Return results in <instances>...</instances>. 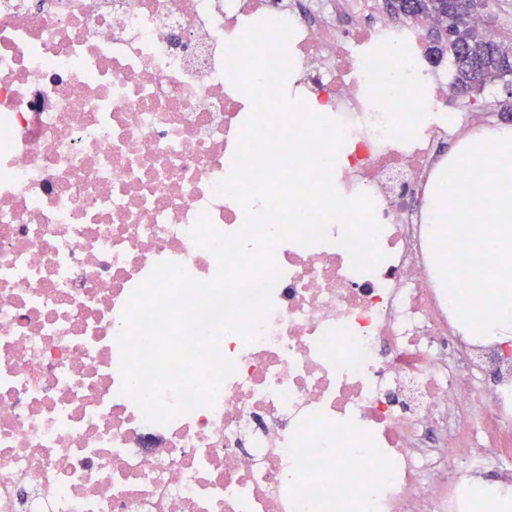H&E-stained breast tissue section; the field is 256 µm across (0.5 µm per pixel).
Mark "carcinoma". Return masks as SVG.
<instances>
[{
	"label": "carcinoma",
	"mask_w": 512,
	"mask_h": 512,
	"mask_svg": "<svg viewBox=\"0 0 512 512\" xmlns=\"http://www.w3.org/2000/svg\"><path fill=\"white\" fill-rule=\"evenodd\" d=\"M389 6L407 17L425 15L437 28L451 32L434 52L448 57L455 66L453 87L463 94H481L497 82L512 76V45L478 33L470 20L483 7L482 0H469V11L458 0H388Z\"/></svg>",
	"instance_id": "obj_1"
}]
</instances>
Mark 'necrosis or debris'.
<instances>
[{
  "label": "necrosis or debris",
  "instance_id": "obj_1",
  "mask_svg": "<svg viewBox=\"0 0 512 512\" xmlns=\"http://www.w3.org/2000/svg\"><path fill=\"white\" fill-rule=\"evenodd\" d=\"M285 19L291 96L334 119V185L369 196L386 258L280 243L273 304L214 407L147 422L122 391L131 292L189 235L236 233L220 195L249 97L225 46ZM426 18L380 0H0V512H473L512 490V345L459 331L437 275L428 189L491 99L448 109ZM400 49L426 102L376 79ZM498 475L495 488L483 480Z\"/></svg>",
  "mask_w": 512,
  "mask_h": 512
}]
</instances>
